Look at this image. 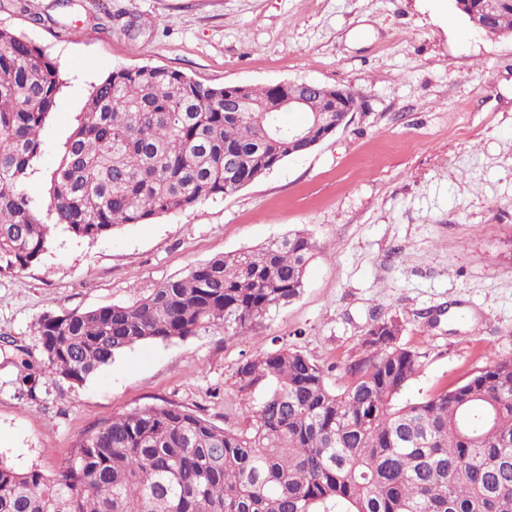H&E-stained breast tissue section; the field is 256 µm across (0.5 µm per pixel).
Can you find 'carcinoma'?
Instances as JSON below:
<instances>
[{
	"instance_id": "carcinoma-1",
	"label": "carcinoma",
	"mask_w": 512,
	"mask_h": 512,
	"mask_svg": "<svg viewBox=\"0 0 512 512\" xmlns=\"http://www.w3.org/2000/svg\"><path fill=\"white\" fill-rule=\"evenodd\" d=\"M454 2L473 30L486 17L512 35V0H497L488 15L484 0ZM60 87L42 50L0 28V264L8 267L40 260L57 228L95 240L237 190L325 132L308 121L300 141L285 128L273 135L280 113L264 112L269 86L116 69L93 87L42 208L25 184ZM316 250L294 231L212 258L131 303L48 312L34 325L46 369L80 383L140 343L211 326L232 342L300 295ZM399 333L392 320L368 328L339 389L296 350L247 361L243 387L264 381L267 392L242 428L163 402L103 420L50 474L0 460V512H512V359L402 401L421 362Z\"/></svg>"
}]
</instances>
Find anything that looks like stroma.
Wrapping results in <instances>:
<instances>
[{"label": "stroma", "mask_w": 512, "mask_h": 512, "mask_svg": "<svg viewBox=\"0 0 512 512\" xmlns=\"http://www.w3.org/2000/svg\"><path fill=\"white\" fill-rule=\"evenodd\" d=\"M0 26L43 49L62 86L27 181L46 176L92 86L117 68L210 86L315 81L354 90L348 125L196 206L0 268V459L52 472L113 414L172 401L241 427L266 393L238 368L297 350L342 384L375 321L423 355L419 400L512 359V36L475 32L453 0H0ZM301 230L318 246L301 295L236 341L211 327L149 341L86 381L47 373L45 313L129 303L211 258Z\"/></svg>", "instance_id": "stroma-1"}]
</instances>
